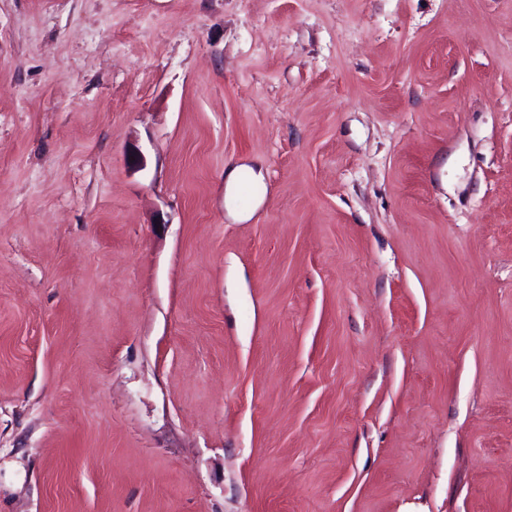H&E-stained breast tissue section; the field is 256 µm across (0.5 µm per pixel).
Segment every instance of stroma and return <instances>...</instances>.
<instances>
[{
    "label": "stroma",
    "mask_w": 512,
    "mask_h": 512,
    "mask_svg": "<svg viewBox=\"0 0 512 512\" xmlns=\"http://www.w3.org/2000/svg\"><path fill=\"white\" fill-rule=\"evenodd\" d=\"M0 512H512V0H0Z\"/></svg>",
    "instance_id": "obj_1"
}]
</instances>
